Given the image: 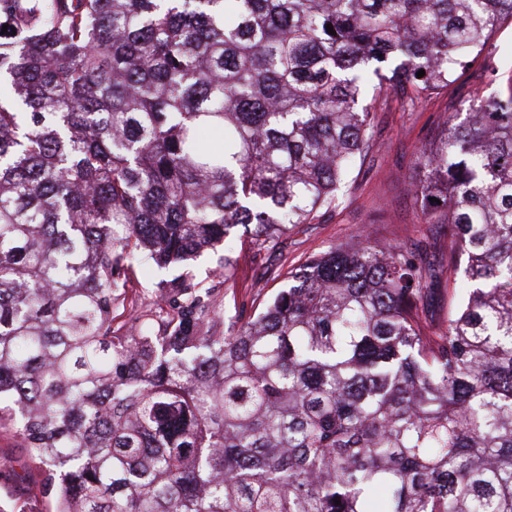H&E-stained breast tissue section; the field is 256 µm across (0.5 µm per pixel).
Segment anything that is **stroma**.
I'll return each instance as SVG.
<instances>
[{"label": "stroma", "mask_w": 512, "mask_h": 512, "mask_svg": "<svg viewBox=\"0 0 512 512\" xmlns=\"http://www.w3.org/2000/svg\"><path fill=\"white\" fill-rule=\"evenodd\" d=\"M363 82L362 103L374 116L370 148L358 159L339 205L320 210L312 223L291 227L273 248L252 244L240 226L234 231L231 251L220 246L203 250L180 269H135L129 274L125 300L112 307L114 335L129 333L130 317L137 312H154L160 328L168 317L177 315L181 305L167 298L163 285L178 275L223 298L226 313L249 315L285 286L289 269L331 246L354 240L364 229L397 240L409 250L419 238L428 237L431 262L447 265L448 227L423 223L421 198L414 191L418 151L448 113L468 111L474 100L499 98L512 89V19L497 27L485 51L459 69L448 88L425 95L416 108L380 92L371 72H364ZM228 257L234 262L230 280L224 277ZM55 508V485L29 450L22 448L14 430L1 426L0 512H54Z\"/></svg>", "instance_id": "1"}]
</instances>
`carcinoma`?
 <instances>
[{
	"instance_id": "cac0c4a2",
	"label": "carcinoma",
	"mask_w": 512,
	"mask_h": 512,
	"mask_svg": "<svg viewBox=\"0 0 512 512\" xmlns=\"http://www.w3.org/2000/svg\"><path fill=\"white\" fill-rule=\"evenodd\" d=\"M506 17L512 0H0V423L55 512H512V85L417 157L448 266L426 238H361L247 321L207 288L162 331L143 314L112 335L121 273L240 225L276 245L338 204L369 149L362 67L413 107Z\"/></svg>"
}]
</instances>
